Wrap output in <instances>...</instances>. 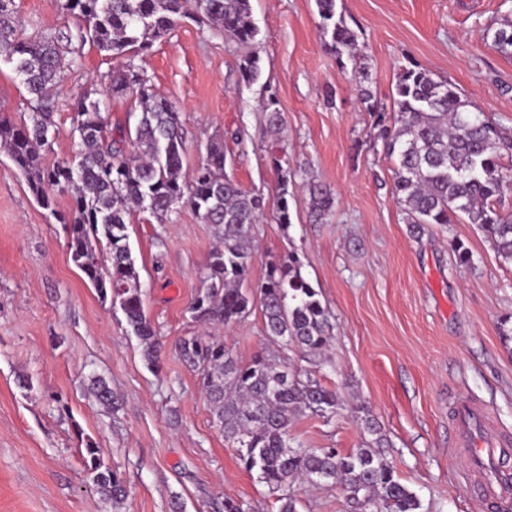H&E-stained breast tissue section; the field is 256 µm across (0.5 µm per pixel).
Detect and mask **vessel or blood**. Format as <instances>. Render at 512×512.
<instances>
[{"mask_svg":"<svg viewBox=\"0 0 512 512\" xmlns=\"http://www.w3.org/2000/svg\"><path fill=\"white\" fill-rule=\"evenodd\" d=\"M457 434L453 452L464 462V485L478 487L494 498L501 512H512V477L497 470L500 457L507 452L505 441L499 440L489 415L472 401H455Z\"/></svg>","mask_w":512,"mask_h":512,"instance_id":"1","label":"vessel or blood"}]
</instances>
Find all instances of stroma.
I'll return each instance as SVG.
<instances>
[{
	"mask_svg": "<svg viewBox=\"0 0 512 512\" xmlns=\"http://www.w3.org/2000/svg\"><path fill=\"white\" fill-rule=\"evenodd\" d=\"M18 34L73 31L59 0H15ZM358 35L365 83L391 106L398 73L417 65L455 85L472 105L512 129V57L491 46L490 30L512 19V0H336ZM258 35L241 45L223 30L185 18L135 66L179 111L185 172L222 138L224 171L262 193L268 216L252 254L254 276L297 252L311 286L332 315L334 338L323 354L269 343L260 312L221 327L241 361L263 353L285 360L342 399L326 420L304 411L290 426L306 448L349 453L372 416L386 439L383 454L429 512H494L460 481L451 450L453 404L483 407L512 437V350L500 324L512 316V263L503 262L476 225L413 228L391 194L392 163L376 140L373 114L351 69L342 68L321 35L315 0H251ZM259 59L245 83L240 65ZM125 59L84 45L57 97L50 160L73 153L70 103L100 101L111 128L127 104L111 96ZM275 104L284 129L275 134L265 109ZM295 172L291 224L272 218L278 200L274 158ZM331 191L321 222L309 216L308 182ZM67 193L41 207L24 176L0 151V512H218L224 497L246 512H278L277 497L239 464L213 423L198 374L173 349L200 333L186 311L215 245L211 225L190 208L170 222L134 216L129 243L145 312L163 345L156 366L119 308L99 298L71 259L53 216L69 210ZM461 242L471 262L451 249ZM105 377L115 409L87 392ZM93 440L130 492L119 508L101 501L82 449ZM300 512H348L339 487L293 483Z\"/></svg>",
	"mask_w": 512,
	"mask_h": 512,
	"instance_id": "35a3bbf8",
	"label": "stroma"
}]
</instances>
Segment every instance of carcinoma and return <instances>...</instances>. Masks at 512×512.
<instances>
[{
    "label": "carcinoma",
    "mask_w": 512,
    "mask_h": 512,
    "mask_svg": "<svg viewBox=\"0 0 512 512\" xmlns=\"http://www.w3.org/2000/svg\"><path fill=\"white\" fill-rule=\"evenodd\" d=\"M320 28L338 59L348 57L358 78L368 77L357 65L358 35L336 16V0H316ZM63 14L77 21L76 35L36 34L18 37L15 0H0V62L11 66L29 96V121L0 118V150L24 175L37 202L63 224L71 259L100 297L119 305L131 332L143 346L146 362L157 364L160 342L142 302V284L129 246L128 224L135 213L158 224L189 206L212 226L216 246L205 265L203 286L187 312L204 326H229L260 310L266 339L317 353L329 346L333 326L318 292L303 275L295 252L269 264L256 293L243 290L251 275L256 226L264 214L262 196L224 175V141L211 140L207 160L191 177L183 171L185 138L178 110L157 94L133 63L112 76V97L134 104L133 127L114 135L100 102L80 97L74 114L72 159L46 162L48 133L54 126V94L75 64L72 38L90 44L106 57L145 54L169 35L186 15L224 29L241 44L258 35L250 0H60ZM491 46L512 56V20L504 19ZM258 58L240 64L243 81L258 78ZM393 125L375 103L377 138L396 157L393 193L407 224L476 225L496 253L512 263V212L501 208L504 189L512 185V130L471 110L457 88L437 80L420 66L405 67L392 93ZM279 175L275 223L291 224L289 183L295 173L274 159ZM68 191L69 213L53 210L54 191ZM310 208L322 218L334 206L331 193L310 183ZM180 359L200 376L224 442L235 449L246 472L257 475L279 493V512H298L297 498L285 487L300 481L312 486L341 487L351 512H424L417 495L403 484L385 460L379 430L348 455L334 448L310 451L293 445L289 428L294 415L308 410L329 419L336 413V392L311 377L303 379L288 365L263 354L245 364L214 336H184L175 343ZM91 390L110 407L108 383L94 378ZM83 454L92 482L105 501L118 507L127 495L124 481L88 442Z\"/></svg>",
    "instance_id": "carcinoma-1"
}]
</instances>
